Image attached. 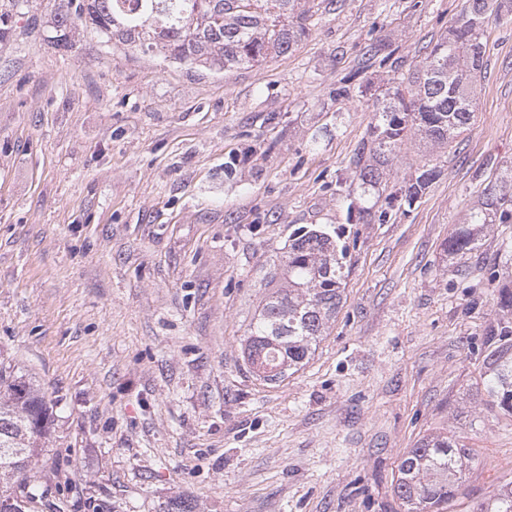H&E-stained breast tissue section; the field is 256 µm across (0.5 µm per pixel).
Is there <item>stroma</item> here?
I'll return each instance as SVG.
<instances>
[{
	"instance_id": "1",
	"label": "stroma",
	"mask_w": 512,
	"mask_h": 512,
	"mask_svg": "<svg viewBox=\"0 0 512 512\" xmlns=\"http://www.w3.org/2000/svg\"><path fill=\"white\" fill-rule=\"evenodd\" d=\"M461 0H302L307 35L253 67L198 71L93 33L68 51L31 0L0 43V357L43 385L54 425L39 512H403L398 465L444 433L473 461L448 512L512 482V414L487 391L512 321V221L444 243L512 170V14L484 32L467 129L409 135L396 190L440 176L383 223L352 224V161L396 72ZM389 56L367 60L364 48ZM352 187L344 196L343 187ZM344 228L342 303L298 372L267 384L241 344L299 227ZM429 162L430 161L416 168L414 174L410 175L404 182V185L396 191H390L385 196V201L388 206L393 207L395 202H399V205H401L403 199L408 202L412 201L422 194L429 184L439 176V167Z\"/></svg>"
}]
</instances>
